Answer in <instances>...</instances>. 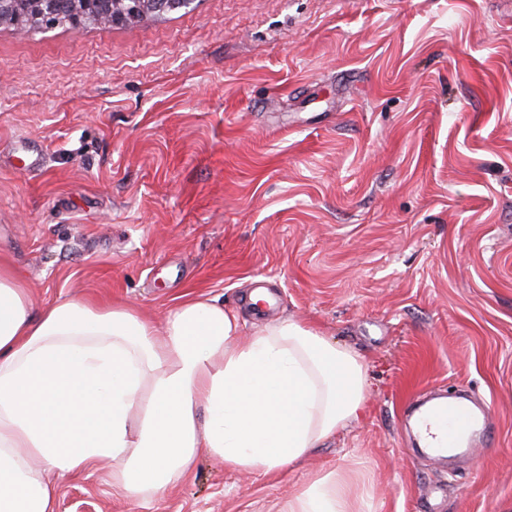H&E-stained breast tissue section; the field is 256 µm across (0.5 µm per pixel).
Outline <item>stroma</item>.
I'll list each match as a JSON object with an SVG mask.
<instances>
[{"label":"stroma","instance_id":"1","mask_svg":"<svg viewBox=\"0 0 512 512\" xmlns=\"http://www.w3.org/2000/svg\"><path fill=\"white\" fill-rule=\"evenodd\" d=\"M43 154L16 170L15 143ZM0 255L35 309L174 296L292 319L368 365L359 418L288 471L201 456L149 503L106 469L55 512H286L343 469L365 512H512V0H195L136 26L0 25ZM265 288L275 307L257 310ZM491 407L464 472L419 395Z\"/></svg>","mask_w":512,"mask_h":512}]
</instances>
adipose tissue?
<instances>
[{
    "label": "adipose tissue",
    "instance_id": "1",
    "mask_svg": "<svg viewBox=\"0 0 512 512\" xmlns=\"http://www.w3.org/2000/svg\"><path fill=\"white\" fill-rule=\"evenodd\" d=\"M360 354L280 320L243 334L235 311L192 292L161 322L115 303L35 311L0 257V512H54L55 476L109 466L150 501L200 455L227 470L283 472L366 402ZM351 473H324L287 512H362Z\"/></svg>",
    "mask_w": 512,
    "mask_h": 512
}]
</instances>
